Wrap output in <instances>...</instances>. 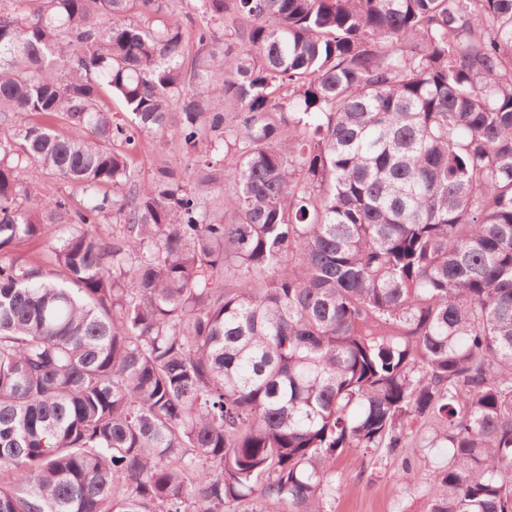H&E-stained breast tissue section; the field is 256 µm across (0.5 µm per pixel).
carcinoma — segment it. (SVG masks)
I'll use <instances>...</instances> for the list:
<instances>
[{
	"label": "carcinoma",
	"mask_w": 512,
	"mask_h": 512,
	"mask_svg": "<svg viewBox=\"0 0 512 512\" xmlns=\"http://www.w3.org/2000/svg\"><path fill=\"white\" fill-rule=\"evenodd\" d=\"M399 448L512 512V0H0V512H328ZM161 147L156 146L152 141L150 143L144 141L140 145L136 153V162L144 178H148L152 174L162 156L178 163L182 160L183 147L176 135H169ZM49 234L40 239H23L10 250L13 257L37 258L47 269H56L55 255L51 248L55 239L69 231V224H49Z\"/></svg>",
	"instance_id": "1"
}]
</instances>
